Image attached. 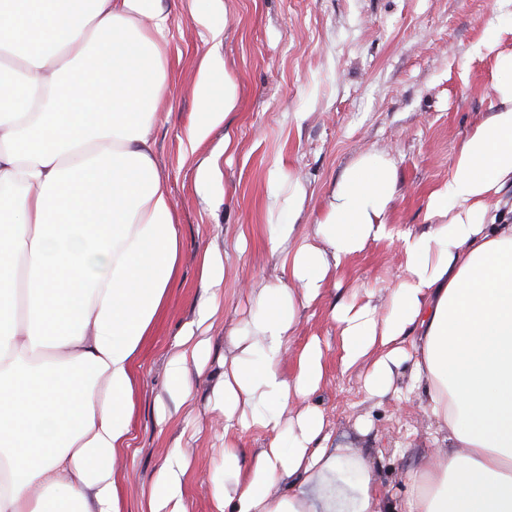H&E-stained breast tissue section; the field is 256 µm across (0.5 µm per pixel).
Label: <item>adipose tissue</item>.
<instances>
[{"label":"adipose tissue","mask_w":512,"mask_h":512,"mask_svg":"<svg viewBox=\"0 0 512 512\" xmlns=\"http://www.w3.org/2000/svg\"><path fill=\"white\" fill-rule=\"evenodd\" d=\"M165 0H0V512H122L121 448L137 407L138 353L181 258V226L156 171L151 128L167 91ZM195 151L238 104L212 58L199 68ZM499 106L457 146L430 196L435 223L395 232L396 162L358 157L316 223L267 228L282 275L252 294L227 336L213 391L224 417L215 512H383L371 465L331 449L310 405L323 377L311 340L282 364L301 309L369 243L396 239L386 300L335 306L343 369L371 361L369 395L401 365L440 445L409 473L396 512H512V221L490 198L512 185V52L490 79ZM211 294L166 363L159 415L194 395L224 285L221 254L199 258ZM269 442L242 468L234 426ZM147 512H189V460L173 446Z\"/></svg>","instance_id":"adipose-tissue-1"}]
</instances>
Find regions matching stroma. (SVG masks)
Instances as JSON below:
<instances>
[{
    "label": "stroma",
    "instance_id": "obj_1",
    "mask_svg": "<svg viewBox=\"0 0 512 512\" xmlns=\"http://www.w3.org/2000/svg\"><path fill=\"white\" fill-rule=\"evenodd\" d=\"M192 0H169L165 36L168 89L152 132L157 170L172 191L182 226L181 264L152 336L137 360L138 407L123 449V512H145L156 473L173 445L190 462V512H214L211 478L224 446L210 405L222 372L226 337L251 311L249 288L281 274L265 244L267 195L274 169L300 179L306 197L295 220L313 224L345 169L379 151L397 161L390 219L426 231L430 194L448 179L458 143L494 111L490 72L512 51V0H219L207 25L193 19ZM212 56L239 86V105L192 156L183 142L199 106V62ZM233 150H225V140ZM210 169V180L200 178ZM227 255L224 297L212 353L195 382L193 401L166 424L156 411L165 395L167 357L207 291L199 255ZM397 243H370L352 257L333 286L301 310L285 373L306 343L318 339L324 373L311 399L332 447L368 457L381 498L400 500L417 456L435 445L436 425L424 402L401 392L369 396V365L344 370L334 304L386 296L401 273Z\"/></svg>",
    "mask_w": 512,
    "mask_h": 512
}]
</instances>
